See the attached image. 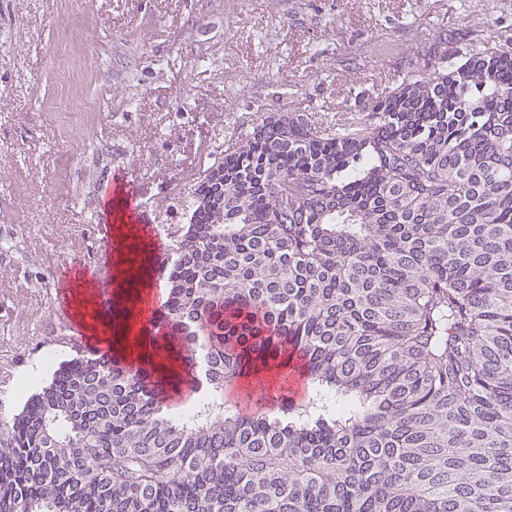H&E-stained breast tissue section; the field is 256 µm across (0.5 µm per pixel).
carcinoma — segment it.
<instances>
[{"instance_id": "1", "label": "carcinoma", "mask_w": 512, "mask_h": 512, "mask_svg": "<svg viewBox=\"0 0 512 512\" xmlns=\"http://www.w3.org/2000/svg\"><path fill=\"white\" fill-rule=\"evenodd\" d=\"M189 210L156 231L205 396L60 363L0 429V512H512L511 48H437L336 126L269 114ZM270 361L310 407L224 410Z\"/></svg>"}]
</instances>
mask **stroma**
Wrapping results in <instances>:
<instances>
[{
	"label": "stroma",
	"mask_w": 512,
	"mask_h": 512,
	"mask_svg": "<svg viewBox=\"0 0 512 512\" xmlns=\"http://www.w3.org/2000/svg\"><path fill=\"white\" fill-rule=\"evenodd\" d=\"M487 24L512 44V0H0V426L71 358L55 313L90 310L85 267L168 247L142 227L201 158L265 113L343 122ZM287 387L266 368L224 404Z\"/></svg>",
	"instance_id": "1"
}]
</instances>
